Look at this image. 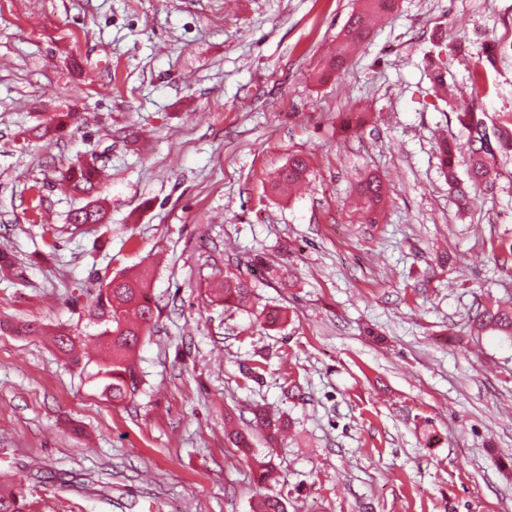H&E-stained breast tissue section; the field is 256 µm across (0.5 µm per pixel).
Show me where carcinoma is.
I'll return each mask as SVG.
<instances>
[{"instance_id": "obj_1", "label": "carcinoma", "mask_w": 512, "mask_h": 512, "mask_svg": "<svg viewBox=\"0 0 512 512\" xmlns=\"http://www.w3.org/2000/svg\"><path fill=\"white\" fill-rule=\"evenodd\" d=\"M390 0H364V12L354 14L343 29L342 43L336 50V58L331 66L338 69L344 61L349 46L363 40L367 33V16L381 13L387 9ZM456 119L467 134L468 158L467 180L460 179L457 172L455 145L444 141L439 146L442 170L448 185L456 193L458 201L468 205L472 201L471 192L493 188L489 173L495 165L497 155L512 151V136L497 130L489 132L484 122L471 107L452 108ZM308 169L307 161L297 154L288 160V164L279 173L276 186L286 188L298 184ZM95 165L85 163L70 170L68 179L77 183L92 185L96 179ZM361 194L367 207L377 208L383 199L382 182L375 176L366 179L361 185ZM104 217V209L92 204L73 213L74 224H96ZM150 269L141 268L135 272H122L115 275L102 291L109 357L100 364L97 375L104 382L103 392L112 399V403L121 404L135 397L140 391L141 377L136 368V354L144 336L151 331L155 318L148 297ZM250 294L249 288L238 276L224 277V305H241ZM472 326L480 333H494L512 340V308L499 305L476 307L470 317ZM55 349L71 359L76 356L75 341L63 331L51 336ZM251 423L254 427L267 432V438L274 440L283 428L282 421L269 414L263 408L253 411ZM0 512H28V500L25 491L14 486L6 476L0 475ZM255 512H285L281 499L275 495L263 494Z\"/></svg>"}]
</instances>
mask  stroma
<instances>
[{
  "instance_id": "obj_1",
  "label": "stroma",
  "mask_w": 512,
  "mask_h": 512,
  "mask_svg": "<svg viewBox=\"0 0 512 512\" xmlns=\"http://www.w3.org/2000/svg\"><path fill=\"white\" fill-rule=\"evenodd\" d=\"M362 4L0 0V473L31 512H253L260 461L287 512H512V342L468 321L512 299V152L460 207L437 144L465 137L427 72L441 55L448 89L512 131V0H395L323 74ZM294 154L309 176L276 193ZM92 160L103 179L70 187ZM92 202L104 220L71 223ZM145 265L142 391L115 405L95 303ZM228 272L248 306L216 297ZM259 406L289 426L247 459L226 432Z\"/></svg>"
}]
</instances>
